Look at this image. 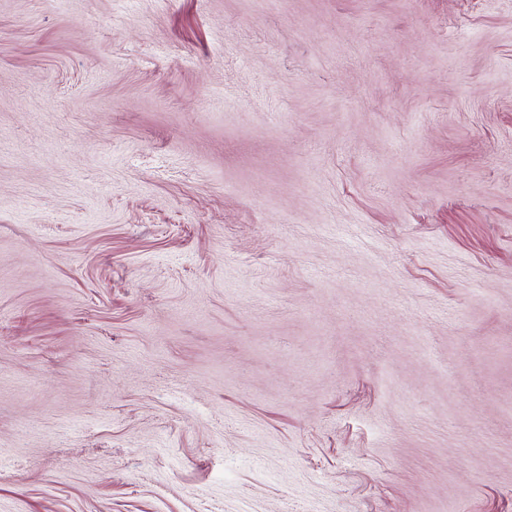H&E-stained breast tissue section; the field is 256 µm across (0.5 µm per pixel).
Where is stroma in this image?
<instances>
[{
  "label": "stroma",
  "mask_w": 512,
  "mask_h": 512,
  "mask_svg": "<svg viewBox=\"0 0 512 512\" xmlns=\"http://www.w3.org/2000/svg\"><path fill=\"white\" fill-rule=\"evenodd\" d=\"M0 512H512V0H0Z\"/></svg>",
  "instance_id": "obj_1"
}]
</instances>
